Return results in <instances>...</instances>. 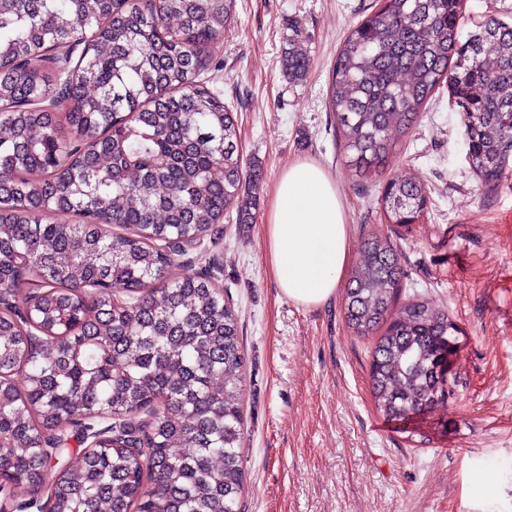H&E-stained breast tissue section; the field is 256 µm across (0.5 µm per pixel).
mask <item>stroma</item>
Returning a JSON list of instances; mask_svg holds the SVG:
<instances>
[{
    "label": "stroma",
    "instance_id": "obj_1",
    "mask_svg": "<svg viewBox=\"0 0 512 512\" xmlns=\"http://www.w3.org/2000/svg\"><path fill=\"white\" fill-rule=\"evenodd\" d=\"M377 0H236L237 21L201 75L235 112L245 161L264 181L254 221L225 215L213 278L240 316L247 433L241 512H512V177L482 187L447 91L427 104L385 175L353 176L325 101L336 52ZM310 58L289 83V39ZM321 165L346 208L351 258L389 234L407 295L447 309L460 328L447 406L402 421L377 413L373 337L352 335L343 295L289 301L267 261L274 183L299 160ZM421 180L428 206L410 229L385 224V176Z\"/></svg>",
    "mask_w": 512,
    "mask_h": 512
}]
</instances>
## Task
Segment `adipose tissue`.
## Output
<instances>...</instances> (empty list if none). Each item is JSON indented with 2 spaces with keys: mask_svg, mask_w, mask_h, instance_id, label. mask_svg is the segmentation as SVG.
Wrapping results in <instances>:
<instances>
[{
  "mask_svg": "<svg viewBox=\"0 0 512 512\" xmlns=\"http://www.w3.org/2000/svg\"><path fill=\"white\" fill-rule=\"evenodd\" d=\"M265 229L283 296L305 307L335 297L350 262L349 227L336 183L321 165L288 166L272 190Z\"/></svg>",
  "mask_w": 512,
  "mask_h": 512,
  "instance_id": "obj_1",
  "label": "adipose tissue"
}]
</instances>
